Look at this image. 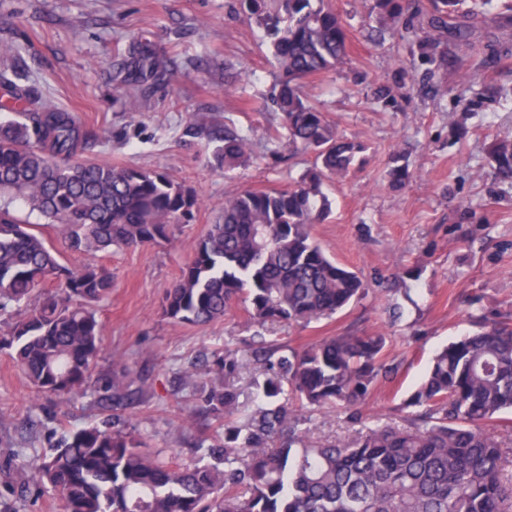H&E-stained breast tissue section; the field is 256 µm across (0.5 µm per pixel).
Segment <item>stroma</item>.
Segmentation results:
<instances>
[{
  "instance_id": "stroma-1",
  "label": "stroma",
  "mask_w": 512,
  "mask_h": 512,
  "mask_svg": "<svg viewBox=\"0 0 512 512\" xmlns=\"http://www.w3.org/2000/svg\"><path fill=\"white\" fill-rule=\"evenodd\" d=\"M351 44L341 69L309 81L306 94L339 130L368 144L357 171L326 183L332 208L313 235L327 253L356 271L367 294L332 318L308 326L259 331L243 309L206 326L162 317V293L180 275L197 240L215 223L227 195L243 189H286L314 166L312 153L266 144L281 117L270 101L276 66L262 30L238 13L235 0H0V46H21L31 84L43 101L71 112L100 138L92 159L113 166L162 170L197 189L203 205L191 224L161 245L90 256L67 252L64 263L95 261L111 268L112 297L102 312L104 357L94 373L127 361L142 375L147 398L126 411L152 447L188 463L194 458L178 424L189 408L172 369L231 349L258 372L252 338L293 348L321 337L380 331L390 357L401 361L397 381L378 387L362 411L369 420L402 424L403 407L434 353L472 329L481 313L512 315V184L495 180L487 152L497 135L512 134V54L494 23L475 31L494 52L466 61L461 74L423 78L416 46L396 36L376 42L373 0H329ZM148 44L167 79L127 101L116 78L132 43ZM387 85L395 97L374 103ZM500 87V95L485 86ZM247 134L249 166L224 171L213 158L212 125ZM406 154L410 181L385 177L395 151ZM91 399L56 407L36 397L7 355L0 353V512H58L52 495L30 503L15 448H46L31 423L51 421L64 432L102 419ZM316 440L353 438L349 413L313 412Z\"/></svg>"
}]
</instances>
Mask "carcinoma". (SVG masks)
Wrapping results in <instances>:
<instances>
[{
    "mask_svg": "<svg viewBox=\"0 0 512 512\" xmlns=\"http://www.w3.org/2000/svg\"><path fill=\"white\" fill-rule=\"evenodd\" d=\"M496 0H430L403 17L400 0H375L385 26L416 43L421 60L481 53L468 18L488 15ZM237 10L263 30L278 69L273 102L282 141L315 155L314 168L286 190L248 189L224 199L218 221L199 239L181 275L166 289L162 313L205 325L243 307L261 329L329 318L366 292L362 278L332 259L311 226L329 213L327 179L343 178L366 145L339 134L304 95L303 82L346 63L348 34L324 0H236ZM164 72L151 50L130 51L122 84L134 99L139 84ZM0 351L7 352L35 391L64 404L98 396L112 410L99 424L60 438L52 452L13 450L11 462L31 471L34 495L52 490L62 512H512V474L495 436L482 425L512 412V318L476 320L478 329L440 350L406 403L420 408L408 426L377 424L352 443L313 441L302 428L308 410L358 406L401 364L385 357L379 334L325 336L303 349L266 345L257 333L262 380L252 408L236 386L242 363L231 351L213 355L208 373L180 375L191 403L183 432L198 457L183 464L149 448L147 436L122 414L143 397V379L118 363L92 378L101 355L99 313L112 295V271L102 264L71 267L37 225L18 219L23 205L47 220L63 249L107 253L170 239L199 209L198 192L158 170L114 167L84 159L96 131L38 102L25 74L0 69ZM211 138L217 163H249L251 142L229 126ZM487 164L512 183V136L495 139ZM389 185L410 179L393 154ZM215 421L203 432L198 419Z\"/></svg>",
    "mask_w": 512,
    "mask_h": 512,
    "instance_id": "obj_1",
    "label": "carcinoma"
}]
</instances>
